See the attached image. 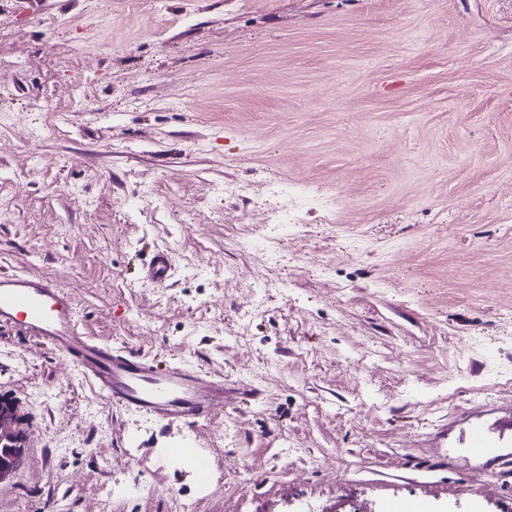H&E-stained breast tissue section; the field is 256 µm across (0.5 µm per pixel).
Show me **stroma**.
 Here are the masks:
<instances>
[{"instance_id":"stroma-1","label":"stroma","mask_w":512,"mask_h":512,"mask_svg":"<svg viewBox=\"0 0 512 512\" xmlns=\"http://www.w3.org/2000/svg\"><path fill=\"white\" fill-rule=\"evenodd\" d=\"M0 274L228 390L157 423L0 327V512H512V0H0ZM173 269L171 253L165 249H157L143 265L144 278L155 285H163L170 278ZM19 422V418L15 415V409L11 405L9 407V414H7V410L0 408V441H6L9 443L15 442V447L12 449L13 457L11 458V453L9 449L0 447V459L3 460L0 462V482L4 480L6 477L12 476L15 474L20 468L22 462V449L17 448V442L19 441L18 431L16 430V424ZM15 433H13L12 432ZM11 458V459H10ZM4 459H10L4 461ZM467 446L477 455L487 456L491 459L499 457L498 444L481 426L472 427Z\"/></svg>"}]
</instances>
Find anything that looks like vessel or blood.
I'll list each match as a JSON object with an SVG mask.
<instances>
[{
  "label": "vessel or blood",
  "mask_w": 512,
  "mask_h": 512,
  "mask_svg": "<svg viewBox=\"0 0 512 512\" xmlns=\"http://www.w3.org/2000/svg\"><path fill=\"white\" fill-rule=\"evenodd\" d=\"M171 253L154 251L143 266L145 279L167 282ZM20 331L49 345L75 366L97 394L122 408L163 422L179 418L195 424L224 407V381L197 373L186 363L158 367L138 351L113 348L82 333L75 304L50 278L0 276V326ZM468 446L478 455L497 458L496 441L481 427H472Z\"/></svg>",
  "instance_id": "obj_1"
}]
</instances>
